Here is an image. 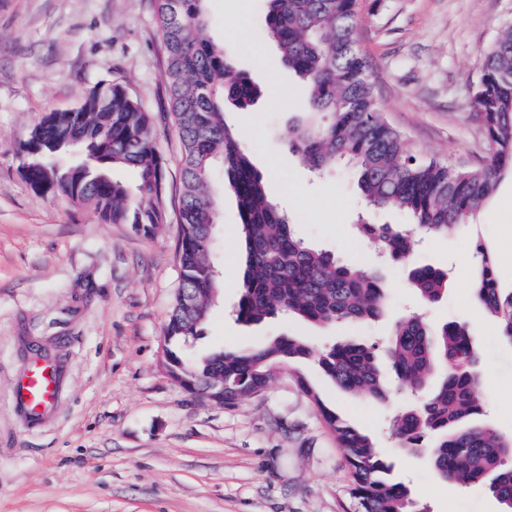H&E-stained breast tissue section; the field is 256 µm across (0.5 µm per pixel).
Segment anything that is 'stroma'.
Segmentation results:
<instances>
[{
  "mask_svg": "<svg viewBox=\"0 0 512 512\" xmlns=\"http://www.w3.org/2000/svg\"><path fill=\"white\" fill-rule=\"evenodd\" d=\"M357 45L384 119L419 151L451 167L487 156L468 103L482 52L512 26V0H359ZM207 37L262 89L224 122L262 173L268 197L311 246L347 264L382 270L386 315L369 324L316 326L298 318L237 321L244 250L236 198L215 167V253L224 261L219 295L189 347L200 358L261 345L280 335L323 347L383 342L401 316L469 323L481 353L484 419L512 433V345L471 296L476 241L512 284V173H504L472 224L420 243L415 259L448 274L440 302L410 288L408 270L382 263L355 227L365 202L348 167L309 173L283 134L302 117L306 92L264 32L263 0H207ZM156 0H0V512H355L343 451L319 405L369 434L428 512H500L485 488L440 481L424 456L398 452L396 413L341 392L315 362L276 371L260 395L227 408L186 391L159 368L163 329L178 287L180 142L174 129ZM122 81L153 119L165 161L166 222L153 237L102 223L34 190L21 146L43 113L75 107L82 92ZM57 348L62 365L54 413L33 422L12 401L28 365V340ZM319 394L312 401L299 387Z\"/></svg>",
  "mask_w": 512,
  "mask_h": 512,
  "instance_id": "35a3bbf8",
  "label": "stroma"
}]
</instances>
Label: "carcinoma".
<instances>
[{"instance_id":"cac0c4a2","label":"carcinoma","mask_w":512,"mask_h":512,"mask_svg":"<svg viewBox=\"0 0 512 512\" xmlns=\"http://www.w3.org/2000/svg\"><path fill=\"white\" fill-rule=\"evenodd\" d=\"M205 0H157L156 21L166 54V82L173 124L181 143L179 287L195 292L194 308L172 307L166 342L200 335L220 283L214 262L213 226L218 202L209 188L213 166H224L233 190L245 245L237 320L256 324L293 314L317 324L360 323L385 311L381 279L345 265L328 250L306 244L288 216L266 195L262 175L224 125V108H246L260 88L224 49L205 36ZM265 30L285 67L307 85L304 116L288 126L284 142L313 172L351 167L362 196L375 210L392 209L408 227L361 220L357 231L390 261L410 263L418 234L446 237L475 216L501 174L512 170V27L482 53V75L470 103L488 145L477 169H454L420 156L382 118L367 66L358 51V0H265ZM22 167L39 193L94 210L106 224H128L143 236L165 224L162 157L152 117L119 81L82 93L72 109L50 110L23 144ZM137 173L131 189L118 171ZM476 302L494 316L512 344V287L498 281L488 247L474 248ZM448 275L414 266L410 283L426 301L441 298ZM389 357L402 385L431 387L426 400L399 412L393 437L408 452H425L442 481L488 488L512 512V435L480 420V355L465 322L429 324L418 315L398 321L384 346L349 341L321 350L279 336L253 348L187 359L165 348L170 366L203 397L224 377V399L232 406L258 395L275 370L316 359L343 392L375 401L388 398L378 351ZM322 419L343 449L349 494L357 512H425L408 488L392 481V465L372 439L326 407L303 379Z\"/></svg>"}]
</instances>
